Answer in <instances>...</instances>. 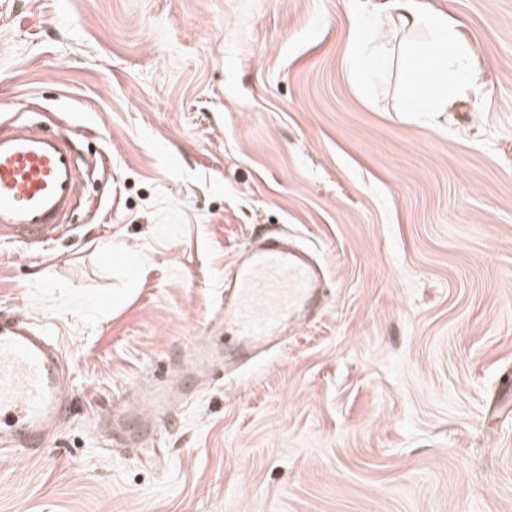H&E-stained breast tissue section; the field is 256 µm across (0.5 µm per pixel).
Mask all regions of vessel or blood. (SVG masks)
Wrapping results in <instances>:
<instances>
[{
    "label": "vessel or blood",
    "instance_id": "1",
    "mask_svg": "<svg viewBox=\"0 0 512 512\" xmlns=\"http://www.w3.org/2000/svg\"><path fill=\"white\" fill-rule=\"evenodd\" d=\"M80 154L72 137L43 120L0 118V240L47 243L70 222L82 182ZM324 286L321 266L307 252L277 236L245 248L210 318L201 327L193 370L223 369L228 356L260 357L285 341L316 307ZM49 328L0 315V450L18 453L47 447L50 434L70 411L77 392ZM158 378L148 389L132 386L100 420L129 435L132 423L154 429L173 410L176 394Z\"/></svg>",
    "mask_w": 512,
    "mask_h": 512
}]
</instances>
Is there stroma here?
I'll use <instances>...</instances> for the list:
<instances>
[{"label":"stroma","mask_w":512,"mask_h":512,"mask_svg":"<svg viewBox=\"0 0 512 512\" xmlns=\"http://www.w3.org/2000/svg\"><path fill=\"white\" fill-rule=\"evenodd\" d=\"M378 0H0V113L76 132L71 230L0 249V314L48 322L78 391L0 512H512V0H430L483 95L399 111L358 90L349 16ZM326 269L287 342L154 437L86 423L189 347L258 234Z\"/></svg>","instance_id":"35a3bbf8"}]
</instances>
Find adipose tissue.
Here are the masks:
<instances>
[{
  "instance_id": "obj_1",
  "label": "adipose tissue",
  "mask_w": 512,
  "mask_h": 512,
  "mask_svg": "<svg viewBox=\"0 0 512 512\" xmlns=\"http://www.w3.org/2000/svg\"><path fill=\"white\" fill-rule=\"evenodd\" d=\"M377 23L406 32L425 30L427 37L405 44L397 69L402 86L399 109L403 112H447L457 102L459 90L474 85L468 67L471 46L461 39L448 15L429 7L425 0H385ZM364 15L351 17L350 75L357 86H365L386 56L385 39L370 40Z\"/></svg>"
}]
</instances>
